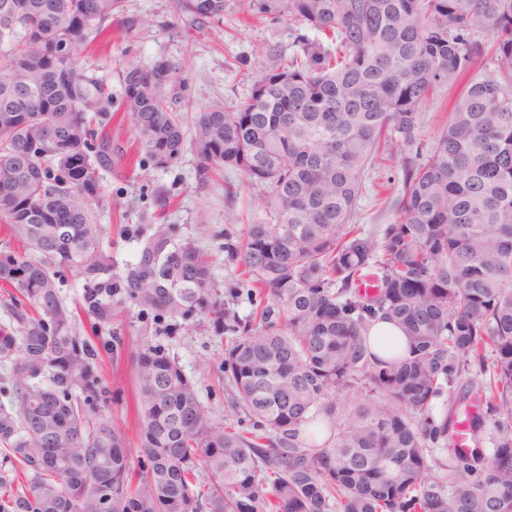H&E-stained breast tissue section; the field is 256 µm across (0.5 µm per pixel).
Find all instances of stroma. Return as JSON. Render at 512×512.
Segmentation results:
<instances>
[{
	"instance_id": "1",
	"label": "stroma",
	"mask_w": 512,
	"mask_h": 512,
	"mask_svg": "<svg viewBox=\"0 0 512 512\" xmlns=\"http://www.w3.org/2000/svg\"><path fill=\"white\" fill-rule=\"evenodd\" d=\"M112 27L121 31V38L113 40L111 47H96L87 59L112 91H120L128 64L146 68L165 58L183 64L188 93L199 108L216 102L229 110L238 108L248 95V74L263 43L279 44L286 61L295 50L294 35L287 26L267 19L244 25L234 5L227 10L223 26L212 27L177 16L173 0H125V10ZM197 169V157L188 149L166 169L147 162L137 168L121 164L101 173L99 194L90 202L104 230L101 248L110 256L114 273L120 275L136 263L141 243L150 235L169 232L174 247L193 242L212 258L226 306L244 321L256 302L240 274L238 249L246 223L266 217L265 193L262 187L247 185L245 177L231 169L225 170L223 182L200 186ZM402 190L401 155L375 159L364 172L355 223L381 235L394 219L391 203ZM105 334L125 346L144 339L161 346L194 380L200 400L216 419L239 431L252 430V419L232 412L229 389L217 383L227 342L213 336L206 324L194 320L170 329L130 302ZM103 374L112 390L106 415L125 431L130 447H137L132 363L120 356L116 364L104 365Z\"/></svg>"
}]
</instances>
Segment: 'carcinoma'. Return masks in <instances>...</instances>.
<instances>
[{
  "label": "carcinoma",
  "mask_w": 512,
  "mask_h": 512,
  "mask_svg": "<svg viewBox=\"0 0 512 512\" xmlns=\"http://www.w3.org/2000/svg\"><path fill=\"white\" fill-rule=\"evenodd\" d=\"M297 25V51L263 47L237 109L195 111L183 66L128 65L120 95L84 65L124 0H0V512H512V0H239ZM228 0H174L220 23ZM493 40L494 72L473 77ZM314 33L309 37L308 33ZM459 89L423 157L404 158L395 220L377 239L353 223L364 171L395 134ZM129 115L158 168L186 148L201 184L231 167L263 187L268 220L247 225L245 274L270 304L235 322L230 405L259 432L224 425L178 361L131 350L142 460L105 415L94 336L126 302L224 335L213 260L147 239L112 274L89 211L99 173L127 151L106 126ZM23 251L12 248L11 241ZM83 280L71 307L60 272ZM407 340L370 351L378 321ZM468 379L486 412L459 407ZM362 384V399L339 397ZM492 455L475 440L486 420ZM473 437L457 443L459 427ZM450 441L448 473L427 448Z\"/></svg>",
  "instance_id": "1"
}]
</instances>
